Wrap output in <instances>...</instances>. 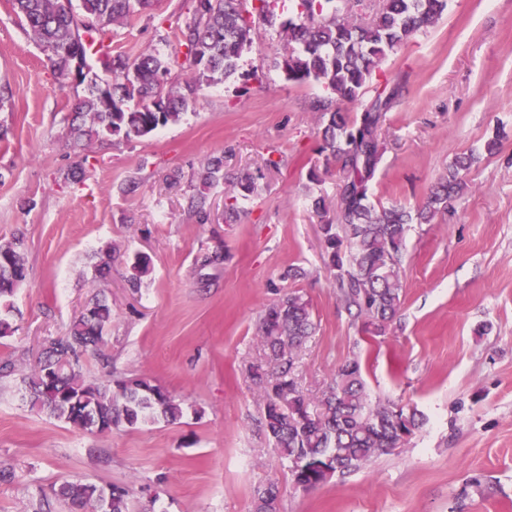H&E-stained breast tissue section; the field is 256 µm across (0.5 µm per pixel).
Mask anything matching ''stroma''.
<instances>
[{
	"mask_svg": "<svg viewBox=\"0 0 512 512\" xmlns=\"http://www.w3.org/2000/svg\"><path fill=\"white\" fill-rule=\"evenodd\" d=\"M191 0H155L150 14L113 28V52L154 51L188 79L172 24ZM275 26L256 24L237 73L201 86L180 121L146 137H111L82 154L69 116L83 86L54 71L48 53L0 0V243L23 237L27 277L13 299L17 330L0 346L15 371L0 377V512H34L65 480L132 488L135 512H253L254 489L279 488L280 512H512V0H449L437 24L388 54L373 81L403 83L386 112L383 155L368 195L416 210L456 157L475 154L463 194L432 223L411 225L399 319L369 339L339 299L324 265L313 200L336 198V165L320 153L325 90L273 65ZM504 139L497 153L486 142ZM251 173L256 196L224 221V187L203 188L207 159ZM277 168H270V161ZM316 172L318 182L308 179ZM205 192L208 223L190 196ZM112 252L106 284L95 278ZM152 271L131 290L128 261ZM221 261L202 265L204 255ZM300 267L304 277L291 278ZM104 290L112 305L105 352L112 378L145 377L184 402L173 424L89 433L32 410L22 375L44 339ZM296 291L317 325L296 362L302 388L321 391L345 360L360 358L374 398L420 410L427 422L399 453L311 490L297 488L262 427L250 376L268 304ZM485 490L470 487V477Z\"/></svg>",
	"mask_w": 512,
	"mask_h": 512,
	"instance_id": "35a3bbf8",
	"label": "stroma"
}]
</instances>
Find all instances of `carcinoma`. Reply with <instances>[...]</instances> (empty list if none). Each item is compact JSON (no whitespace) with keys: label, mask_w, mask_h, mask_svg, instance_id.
<instances>
[{"label":"carcinoma","mask_w":512,"mask_h":512,"mask_svg":"<svg viewBox=\"0 0 512 512\" xmlns=\"http://www.w3.org/2000/svg\"><path fill=\"white\" fill-rule=\"evenodd\" d=\"M276 2L256 0L247 9L246 0H194L189 15L176 27L177 39L186 48L184 64L194 74L182 86L163 80L170 74V62L156 52L133 59L112 53L111 27L148 12L152 0H80L78 13L64 0H12V9L61 73H68L75 60L85 64L93 57L112 68V87L101 92L90 79L85 95L71 109L70 146L84 151L95 141L114 135L131 141L179 120L195 106L202 84L237 72L243 52L253 44V17L272 23ZM295 2L296 12L282 29L285 51L275 64L288 80L315 82L330 92L315 105L323 120L321 151L336 161L340 180L336 220L320 225L323 259L348 312L363 321L371 336H383L401 307L410 225L431 223L463 193L475 157H457L415 212L375 207L368 188L381 159L379 127L401 86L386 81L368 100L363 99L364 87L387 53L441 19L448 0H372L366 11L354 8L352 0ZM353 103L361 112L351 117L341 105ZM200 178L207 186L228 184L227 224L238 219L239 199L257 190L256 178L249 173L226 178L222 156L208 159ZM189 208L199 222L209 220L205 195L192 196ZM24 250L21 237L0 245V340L16 331L8 315L26 278ZM150 272V258L134 254L130 287H140ZM111 322L112 307L100 291L74 317L66 335L45 342L36 366L21 378L30 405L77 429L102 434L123 425L179 420L183 401L149 379L112 382V359L102 351ZM315 330L302 295L291 292L270 304L258 323L266 361L252 371L268 439L288 461L294 483L305 484L306 491L405 447L425 423L415 407L372 398L357 358L339 365L319 394H305L294 372L295 359ZM89 354L98 358L102 375L97 379L86 376ZM50 372L58 379L54 391L46 384ZM53 497L69 512H100L90 483L63 482L53 489ZM276 497L275 484L256 487L255 512H268L269 500ZM108 512H132L129 489L112 496Z\"/></svg>","instance_id":"carcinoma-1"}]
</instances>
